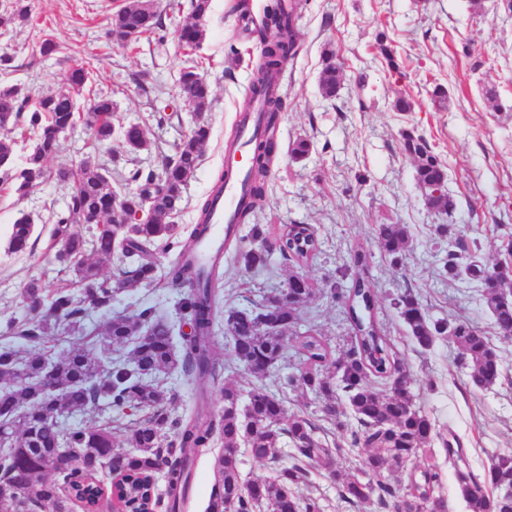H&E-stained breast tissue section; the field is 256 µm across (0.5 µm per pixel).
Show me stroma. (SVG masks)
Masks as SVG:
<instances>
[{
    "label": "stroma",
    "instance_id": "stroma-1",
    "mask_svg": "<svg viewBox=\"0 0 512 512\" xmlns=\"http://www.w3.org/2000/svg\"><path fill=\"white\" fill-rule=\"evenodd\" d=\"M125 0H0V55L11 58L0 70V83L38 90H62L71 69L91 73L84 96L102 92L116 104L114 127L141 126L152 150L138 156L140 166H158L163 156L187 136L194 109L180 97L177 79L182 67L198 64L213 89L207 114L210 137L201 164L184 190L183 206L173 221L189 235L197 206L210 192L224 167V148L240 112L250 104L253 69L262 44L255 30L268 0H248L253 24H244L239 0H212L206 37L199 49L179 45L174 32L189 15L187 0H157L167 34L150 35L134 47H120L106 35L113 12ZM296 34L299 54L284 70L288 107L281 115L270 191L258 211L267 240L285 225L307 224L315 231L319 253L305 267L316 284L335 278L350 251L365 245L371 253L369 279L379 297L378 315L395 345L411 381L416 407L440 426L453 430L471 451L474 472L488 460L512 450V339L499 336L475 284L461 277L442 280L439 270L448 243L436 228L442 215L430 209L415 178V166L402 150L404 133L424 136L446 167L448 191L458 201L455 239L469 245L477 261L505 260L512 243V11L504 0H298ZM26 22H8L16 9ZM385 34L397 52L399 72H392L376 37ZM51 39L61 49L39 51ZM336 51L344 85L335 99L323 98L319 76L325 46ZM447 92L445 102L433 96L435 86ZM407 97L412 111L394 108ZM309 140L312 151L293 159L289 148ZM104 163L113 187L123 185L129 166L111 162L97 149L89 131L76 126L60 140L46 162L49 174L28 195L18 196L0 184V332L27 315L24 286L40 280L53 295L70 279L49 248L54 212L63 210L69 188L57 181L59 167L77 166L86 156ZM31 216L35 244L21 254L8 253L10 228L21 214ZM380 224H405L410 240L402 264H392L375 239ZM294 269L272 256L267 269H249L225 262L223 308L237 307L243 296L273 294ZM410 291L435 318L478 324L490 337L503 362V376L486 389L473 388L468 370L455 349L438 341L417 347L391 305ZM183 292L178 288L138 287L116 295L111 311H93L87 324L99 326L110 313H132L153 305L176 317ZM311 327L332 350H346L349 324L340 303L316 298L303 309ZM173 391L167 407L178 417L196 407L220 417L224 399L213 390L207 402L170 376Z\"/></svg>",
    "mask_w": 512,
    "mask_h": 512
}]
</instances>
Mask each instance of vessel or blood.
Returning <instances> with one entry per match:
<instances>
[{
  "label": "vessel or blood",
  "instance_id": "vessel-or-blood-1",
  "mask_svg": "<svg viewBox=\"0 0 512 512\" xmlns=\"http://www.w3.org/2000/svg\"><path fill=\"white\" fill-rule=\"evenodd\" d=\"M258 109V103L254 102L247 111L241 113L238 123L243 143L224 152V165L229 176L213 205L208 230L194 246L193 255L199 264H206L222 250L228 227L232 225L236 213L247 201L246 174L249 165L244 143L261 130Z\"/></svg>",
  "mask_w": 512,
  "mask_h": 512
}]
</instances>
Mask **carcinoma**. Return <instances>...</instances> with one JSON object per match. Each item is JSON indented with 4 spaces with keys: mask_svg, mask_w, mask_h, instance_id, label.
<instances>
[{
    "mask_svg": "<svg viewBox=\"0 0 512 512\" xmlns=\"http://www.w3.org/2000/svg\"><path fill=\"white\" fill-rule=\"evenodd\" d=\"M212 0H190V21L177 32L178 43L190 50L205 37V22ZM262 26L268 31L261 58L256 66L252 93L263 99V110L272 126L279 119L281 96L272 87L282 66L296 55L293 6L276 2L266 7ZM164 28L154 0H127L112 14L107 35L119 46L136 45L143 35ZM90 72L73 69L69 91L33 93L16 84H0V115L9 117L11 129L30 133L35 146L22 168L3 167L0 182L24 196L46 177L45 162L57 151L59 138L77 122L90 131L97 146L118 156L120 152L140 153L151 144L142 127L131 125L121 130L118 149L112 143L115 128L112 97L97 94L82 109L74 94L85 87ZM343 71L336 64L332 49L324 52L320 75L323 97L332 99L342 87ZM181 93L198 115L205 114L213 101L210 83L195 65L180 70ZM210 136V126L199 119L191 132L164 157L156 169L134 168L128 172L125 187L116 190L91 156L79 171L67 167L57 170L59 180L71 183L66 208L54 215L51 248L57 261L74 274L82 291L74 294L63 287L46 299L36 280L25 286V301L30 318L10 323L5 334L32 345L20 350L11 344L0 346V512H73L78 505L91 512L101 492L98 475L110 468L112 453L118 451L112 439V423L98 426L67 427L49 420L50 403L42 396V379L49 363L44 348H57L61 338L79 333L94 336L85 317L91 310L108 309L114 295L138 285L181 288L182 321L188 333H176L175 325L154 306H143L130 315L115 314L106 323L95 355L83 345H72L56 353V365L63 389L55 403L69 415L91 408L105 407L116 412L128 410L143 416L134 422L127 436L125 472L113 484V498L122 508L148 507L150 478L164 473L167 512H182L190 485L194 459L181 454L186 448L207 449L216 440L223 448L214 457L215 484L205 512H324L322 499L300 496L295 488L306 479L311 463L322 462L336 481L338 496L346 509L365 504L377 505L384 512H423L445 509L442 477L438 466L412 464L418 452L438 443L444 446L453 464L457 487L468 512H512V498L500 496L512 488V451L490 459L483 474L474 472L469 449L454 437H444L430 415L418 409L408 388V379L399 378L402 366L394 344L378 318V298L369 283V254L361 245L354 248L347 264L349 282L333 279L318 288L305 275L288 278V296L273 294L252 301L241 309L224 310L217 295L222 276L223 257L206 266L188 258L189 245L178 246L179 227L169 222L183 201L184 189L201 162L202 147ZM252 163L248 170V202L237 213V223L250 222L266 197L273 142L269 135L251 140ZM403 151L416 163V181L425 186L446 178L444 166L432 153L426 139L407 132ZM227 173H222L213 197L201 206L197 224L189 234L196 241L208 227L214 196L221 191ZM121 195L131 210L149 201L151 214L142 224H114L112 199ZM429 208L448 217L438 227L444 237L452 232L457 205L450 195L428 200ZM76 224H94L96 232L88 241L73 231ZM33 225L23 214L12 225L7 251L21 254L32 247ZM376 237L394 264L403 260L409 242L405 224H380ZM259 245L246 249L237 233H229L224 251L234 250V258L248 267L267 265L276 251L294 268L308 265L316 256L318 242L305 224L284 227L275 245L265 241L259 225L252 228ZM180 250H175V247ZM119 265L110 277L103 276L97 263L86 252ZM170 253L172 258L165 280L156 276L155 256ZM448 278L466 276L477 282L481 296L494 319L496 331L512 328V287L498 272V266H483L455 251L444 264ZM322 293L342 303L351 326L348 348L341 354L311 328L304 327L302 308ZM399 319L411 340L428 349L439 340L452 343L461 363L469 369L472 384L489 388L503 373L501 358L489 336L467 321L436 319L411 292L394 302ZM224 329V339L235 361L256 378L274 376L270 390L256 384L242 394L234 385L221 388L224 416L217 421L197 409L188 415L169 419L166 406L171 401L164 379L174 372L192 386L198 397L206 399L210 386L221 377L223 367L213 356L215 328ZM132 346L126 356L112 346ZM296 349L301 366L279 370V363ZM299 391L327 402L324 412L332 417L334 430L318 427L305 414L285 417L283 396ZM346 403L351 418L337 411ZM173 431L166 446L159 441L164 427ZM346 440L336 442L333 435ZM351 448L365 449L361 479H345L339 460ZM261 461L275 464L271 480L248 483L241 475L242 450ZM65 452L73 460L70 468L48 476L52 457Z\"/></svg>",
    "mask_w": 512,
    "mask_h": 512,
    "instance_id": "obj_1",
    "label": "carcinoma"
}]
</instances>
